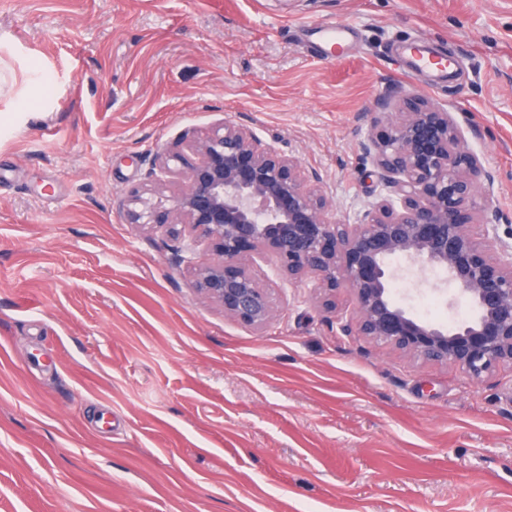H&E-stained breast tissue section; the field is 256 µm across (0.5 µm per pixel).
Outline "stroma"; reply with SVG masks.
I'll return each mask as SVG.
<instances>
[{"instance_id": "stroma-1", "label": "stroma", "mask_w": 512, "mask_h": 512, "mask_svg": "<svg viewBox=\"0 0 512 512\" xmlns=\"http://www.w3.org/2000/svg\"><path fill=\"white\" fill-rule=\"evenodd\" d=\"M400 92L477 127L512 233V0H0V512H512V368L342 335L270 260L255 331L118 207L229 118L355 221L359 117Z\"/></svg>"}]
</instances>
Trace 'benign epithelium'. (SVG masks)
<instances>
[{
  "label": "benign epithelium",
  "mask_w": 512,
  "mask_h": 512,
  "mask_svg": "<svg viewBox=\"0 0 512 512\" xmlns=\"http://www.w3.org/2000/svg\"><path fill=\"white\" fill-rule=\"evenodd\" d=\"M389 119L379 136L372 130ZM361 142L386 189L355 222L328 219L332 195L321 175L273 143L226 119L198 138L196 163L181 170L180 154L164 150L147 186L119 200L127 223L165 229L178 242L188 233L208 241L212 257L193 265L197 292L224 315L254 330L273 316L272 289L253 269L271 257L290 282L307 281L323 311L345 336H357L422 362L450 365L472 381L512 367V243L487 216L495 178L466 147L452 112L400 93L376 100L361 115ZM183 177L169 205L148 195L165 177ZM448 306L474 314L452 325L417 317L393 295L400 278L426 274ZM341 288L352 311L336 305Z\"/></svg>",
  "instance_id": "1"
}]
</instances>
